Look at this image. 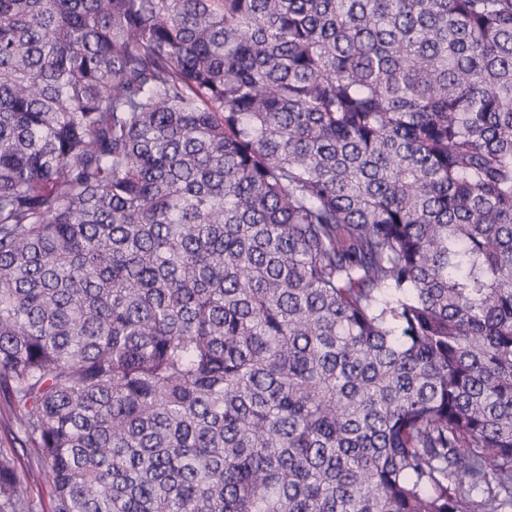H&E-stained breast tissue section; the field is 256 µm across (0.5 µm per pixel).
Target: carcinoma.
Here are the masks:
<instances>
[{"mask_svg": "<svg viewBox=\"0 0 512 512\" xmlns=\"http://www.w3.org/2000/svg\"><path fill=\"white\" fill-rule=\"evenodd\" d=\"M0 398L51 512H512V0H0Z\"/></svg>", "mask_w": 512, "mask_h": 512, "instance_id": "1", "label": "carcinoma"}]
</instances>
